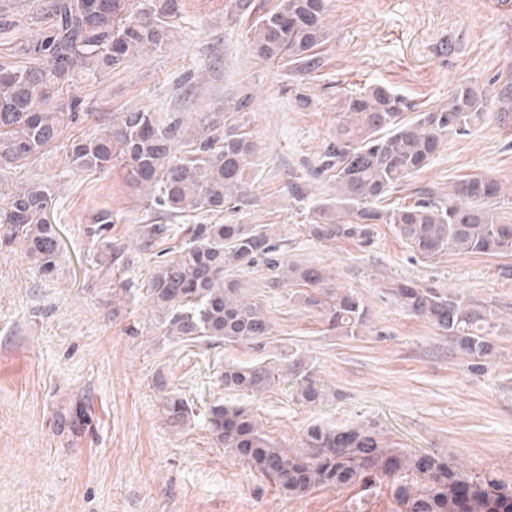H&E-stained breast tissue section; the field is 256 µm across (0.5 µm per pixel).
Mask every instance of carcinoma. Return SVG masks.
I'll return each mask as SVG.
<instances>
[{"label": "carcinoma", "instance_id": "cac0c4a2", "mask_svg": "<svg viewBox=\"0 0 512 512\" xmlns=\"http://www.w3.org/2000/svg\"><path fill=\"white\" fill-rule=\"evenodd\" d=\"M0 0V35L13 43L0 55V175L20 171L43 155L69 127L89 113L76 93L83 81L112 70L150 50L161 49L182 18L183 0ZM226 14L249 20L252 55L282 62L306 75L319 69L327 0H228ZM499 120L512 119V80L498 92ZM483 94L458 84L448 103L418 109L381 84L344 92L336 101V127L324 149L322 173L336 194L311 204L308 232L319 242L350 239L371 243L375 226L391 224L401 241L424 260L443 254H512V194L492 176L461 179L448 196L431 188L416 191L408 204L385 201L421 173L453 136L471 134L484 112ZM250 99L224 104L206 117L203 138L183 140L177 116L162 119L139 109L109 115L105 132L74 139L67 164L82 172L105 173L116 161L129 170L131 189L147 210L172 217L222 214L247 200L256 143L230 112ZM51 185L21 181L0 188V248L23 244L24 254L50 276L62 266L58 225L50 222ZM112 211L95 212L86 233L94 242L93 268L107 282L112 317L135 300L124 277L125 248L105 237ZM139 247L153 259L143 298L157 312L162 336L184 347L245 344L249 362H227L216 382L234 396H259L286 372L300 381L297 399L313 405L322 396L311 367L298 351L271 345L272 322L257 295L243 287L240 273L265 267L268 288L290 286L288 299L317 311L325 331L356 338L367 309L355 292L335 288L326 268L280 258L273 224H139ZM177 240L168 246L166 242ZM384 293L408 313L448 336L475 368L496 355L490 336L499 328L496 312L443 288L393 281ZM167 424L184 428L194 419L193 404L165 378L156 384ZM218 448L282 492L299 497L320 487H357L349 512H370L371 499L387 489L385 512H512V489L497 480L472 481L448 460L399 446L372 423L336 426L317 422L304 433L301 448L285 449L269 438L250 408L222 397L205 413ZM92 411L83 397L56 415V433L72 440L90 432Z\"/></svg>", "mask_w": 512, "mask_h": 512}]
</instances>
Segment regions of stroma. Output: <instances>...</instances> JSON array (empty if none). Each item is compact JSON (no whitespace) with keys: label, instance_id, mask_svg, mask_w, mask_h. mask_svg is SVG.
Wrapping results in <instances>:
<instances>
[{"label":"stroma","instance_id":"stroma-1","mask_svg":"<svg viewBox=\"0 0 512 512\" xmlns=\"http://www.w3.org/2000/svg\"><path fill=\"white\" fill-rule=\"evenodd\" d=\"M226 0H185V13L163 49L79 84L87 121L18 179L52 184L50 219L61 227L66 260L46 277L16 248L0 249V512H348L356 489L321 487L293 498L215 447L203 417L216 398L218 365L254 357L243 345L205 351L180 347L157 328L147 300L128 319L112 318L104 282L95 276L86 234L98 210L116 216L110 234L131 260L132 287L144 286L147 256L135 228L157 223L127 172L69 168L70 140L103 132L101 115L141 109L180 116L199 138L208 113L252 95L231 115L253 136L258 153L250 198L221 215L191 214V224H274L287 240L286 260L324 266L336 287L355 291L367 308L361 336L327 332L322 318L265 288L262 272L245 274L273 323L276 344L300 349L314 367L323 401H297L295 380L245 398L263 430L281 447H299L315 422L369 421L401 445L448 459L475 478L512 485V255L415 257L392 226L378 225L371 244L318 242L305 229L308 202L288 189L298 181L310 199L335 188L321 176L323 150L345 90L382 83L414 105L446 102L461 83L483 91L485 112L471 135L452 138L397 199L432 186L450 193L467 176L492 174L512 191V124L499 122L497 93L512 77V0H328L321 66L310 75L255 59L248 24L225 18ZM390 280L437 286L496 308L497 355L471 370L448 337L383 294ZM135 321L139 335L126 331ZM192 400L197 415L169 428L156 376ZM94 414L75 442L56 434L54 419L70 397Z\"/></svg>","mask_w":512,"mask_h":512}]
</instances>
